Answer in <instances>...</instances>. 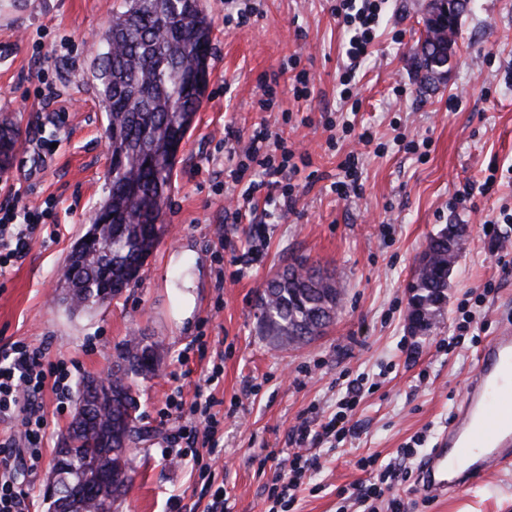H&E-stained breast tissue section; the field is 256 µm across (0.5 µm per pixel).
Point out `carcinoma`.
<instances>
[{"mask_svg":"<svg viewBox=\"0 0 512 512\" xmlns=\"http://www.w3.org/2000/svg\"><path fill=\"white\" fill-rule=\"evenodd\" d=\"M214 21L200 0H121L93 60L98 95L109 105L107 135L112 162L107 194L62 267L66 309L89 312L136 282L144 261L165 232L164 208L182 140L190 131L208 82ZM448 43L420 48L417 67L431 85L437 63L448 64ZM17 143L15 126L0 121V168ZM462 237L450 224L431 238L409 287L410 311L440 307ZM340 300L335 279L302 261L267 281L257 298L262 335L299 345L324 334ZM145 337L126 340L112 362V378L81 382L76 414L62 436L66 456L57 459L65 478L95 485L112 477L106 497L85 502L86 512H113L131 476L129 452L142 437L129 378L157 367Z\"/></svg>","mask_w":512,"mask_h":512,"instance_id":"carcinoma-1","label":"carcinoma"}]
</instances>
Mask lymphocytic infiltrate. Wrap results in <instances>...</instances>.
I'll return each mask as SVG.
<instances>
[{
  "mask_svg": "<svg viewBox=\"0 0 512 512\" xmlns=\"http://www.w3.org/2000/svg\"><path fill=\"white\" fill-rule=\"evenodd\" d=\"M385 2L336 0L333 11L348 36L349 60L356 62L368 56ZM228 153L240 155V172L252 170L259 174L242 191L244 202L253 205L261 201L284 214L294 211L297 197L286 183L285 175L308 165L307 155H296L286 142L267 133L253 136L243 148H229ZM20 200L16 194L0 206V275L22 259L37 236L48 230L42 214L21 206ZM366 385L367 379L362 374L347 380L336 399V411L327 421L320 423L305 417L290 429L288 440L295 450L288 457V475L275 476L271 482L269 496L273 504L287 507L306 479L321 470L323 454L318 450L319 445L356 437L354 416L367 393ZM47 388L56 396L57 412H64L72 391V372L65 361H49L45 347L22 341L0 350V421L12 425L9 436L0 440V512H24L26 508L23 483L26 476L39 470L46 439L47 420L41 396ZM216 426V421L211 419L201 428L179 426L169 448L163 449V458H196L203 446L216 450L219 446ZM401 455V463H390L381 469L376 466V456L359 459L358 466L368 472V479L339 491L343 500L350 502L353 512H402L401 500L386 499L385 490L412 478L419 452L410 446L402 449Z\"/></svg>",
  "mask_w": 512,
  "mask_h": 512,
  "instance_id": "lymphocytic-infiltrate-1",
  "label": "lymphocytic infiltrate"
}]
</instances>
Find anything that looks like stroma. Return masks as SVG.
<instances>
[{
    "mask_svg": "<svg viewBox=\"0 0 512 512\" xmlns=\"http://www.w3.org/2000/svg\"><path fill=\"white\" fill-rule=\"evenodd\" d=\"M425 2L387 0L373 51L352 79L361 101L355 112L340 98L348 61L334 0H250L254 15L242 27L225 26L224 0H201L214 20L210 81L177 155L166 232L135 285L94 313L73 314L56 299L59 271L106 192L107 118L90 64L115 0H0V115L19 131L14 160L0 171V201L19 189L23 205L58 227L57 237L36 241L0 275V349L15 341L45 344L49 360L75 362L82 377L107 373L128 336L160 344L157 371L130 379L149 434L133 447L132 482L117 512H170L175 499L181 512H211L218 498L223 512H268L272 475L291 451L289 429L311 406L324 418L335 411L341 373H367L378 387L358 409V435L328 453L312 478L316 492H298L289 506L340 512L338 487L366 477L360 457L375 453L389 463L418 435L426 453L447 429L476 366L475 351L459 357L435 348L452 335L459 303L493 283L495 294L476 312L480 344L512 326V270L496 265L498 239L482 229L484 220L512 213V0H471L448 77L435 89L416 75ZM302 70L311 79L310 101L293 95ZM272 77L277 99L263 111L260 84ZM49 90L55 100L47 104ZM61 110L66 120L58 124ZM330 122L351 125L333 145ZM264 124L310 164L292 179L295 213L265 219L263 261L223 281L224 263L249 244L247 224L224 221L226 184L237 167L224 157V130L246 139ZM366 130L372 141L365 146L358 136ZM42 138L56 140L53 153L41 155ZM352 152L360 156L359 192L343 197L334 184ZM493 164L494 190L462 198L464 186L482 183ZM448 224L466 226L464 250L447 302L415 331L407 287L430 238ZM299 257L335 275L342 303L323 336L278 347L260 333L257 296ZM188 279L196 282V307L180 322L177 290ZM404 341L416 350V365L405 364ZM302 369L304 383L294 385ZM207 376L214 379L208 391L216 400L219 452L204 465L190 457L170 464L160 450L175 426L200 420L190 403ZM178 386L185 406L160 417ZM43 406L47 441L40 470L25 480L26 512H50L44 486L72 417L57 412L52 392ZM393 492L406 512H512V464L492 466L483 481L438 499L417 488Z\"/></svg>",
    "mask_w": 512,
    "mask_h": 512,
    "instance_id": "1",
    "label": "stroma"
}]
</instances>
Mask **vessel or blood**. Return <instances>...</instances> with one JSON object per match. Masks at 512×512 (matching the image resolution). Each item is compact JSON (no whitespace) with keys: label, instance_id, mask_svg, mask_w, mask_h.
I'll return each mask as SVG.
<instances>
[{"label":"vessel or blood","instance_id":"obj_1","mask_svg":"<svg viewBox=\"0 0 512 512\" xmlns=\"http://www.w3.org/2000/svg\"><path fill=\"white\" fill-rule=\"evenodd\" d=\"M512 459V329L479 350L466 396L418 471L426 497L479 481L488 466Z\"/></svg>","mask_w":512,"mask_h":512}]
</instances>
